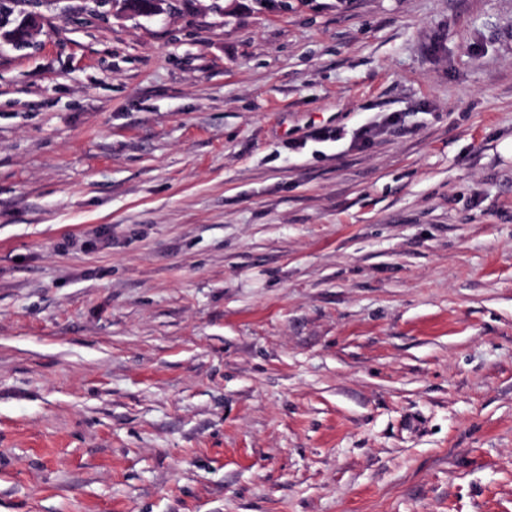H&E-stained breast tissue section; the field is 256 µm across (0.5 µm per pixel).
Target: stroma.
I'll return each mask as SVG.
<instances>
[{
	"label": "stroma",
	"instance_id": "35a3bbf8",
	"mask_svg": "<svg viewBox=\"0 0 512 512\" xmlns=\"http://www.w3.org/2000/svg\"><path fill=\"white\" fill-rule=\"evenodd\" d=\"M93 7L0 40V512H512V0Z\"/></svg>",
	"mask_w": 512,
	"mask_h": 512
}]
</instances>
